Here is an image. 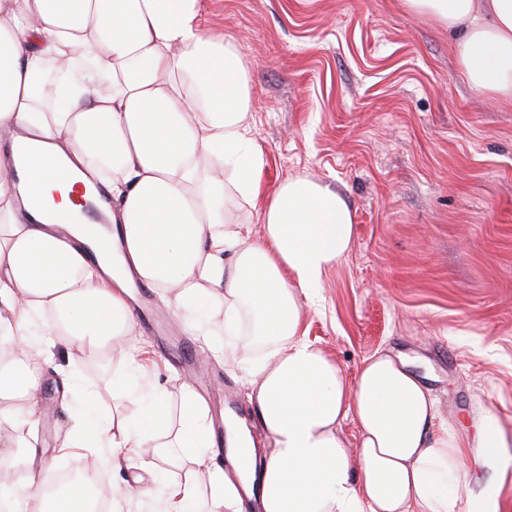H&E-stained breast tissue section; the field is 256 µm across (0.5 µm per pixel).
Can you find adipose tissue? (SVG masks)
I'll use <instances>...</instances> for the list:
<instances>
[{"instance_id": "obj_1", "label": "adipose tissue", "mask_w": 512, "mask_h": 512, "mask_svg": "<svg viewBox=\"0 0 512 512\" xmlns=\"http://www.w3.org/2000/svg\"><path fill=\"white\" fill-rule=\"evenodd\" d=\"M403 2L454 34L474 87L512 101V0ZM200 12L201 0H0V131H25L32 148L25 183L0 165V467L23 458L29 486L39 483L43 369L59 340L82 359L130 333L132 270L172 294L216 349L246 334L262 355L248 399L270 448L256 458L247 427L228 421L235 474L209 471L211 512L251 489L260 512H497L496 490L476 478L507 445L491 410L476 408L462 437L439 426L436 400L403 359L375 354L350 384L305 341L299 296L349 251L352 212L306 177L264 193L247 68L233 42L202 31ZM79 53L92 68L60 95L48 73ZM76 176L105 185L117 232L52 221L48 197ZM228 196L258 212L259 240L230 222ZM70 384L78 416L63 447H86L90 425L94 456L107 448L113 462L151 470L162 457L204 463L206 411L194 395L160 445L168 416L154 382L113 385L114 406L133 393L144 402L118 419L100 415L79 377ZM349 416L354 448L339 433Z\"/></svg>"}]
</instances>
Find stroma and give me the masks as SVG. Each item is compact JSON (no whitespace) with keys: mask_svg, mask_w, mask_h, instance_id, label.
<instances>
[{"mask_svg":"<svg viewBox=\"0 0 512 512\" xmlns=\"http://www.w3.org/2000/svg\"><path fill=\"white\" fill-rule=\"evenodd\" d=\"M201 24L234 41L248 68L267 190L307 176L352 211L348 255L302 302L305 338L350 380L373 354L402 357L455 431H470L478 406L495 412L510 446L480 475L499 485V512H512V104L474 88L447 28L401 0H203ZM190 339L191 383L139 325L101 363L72 361L58 344L40 392L46 470L87 459L59 449L73 418L67 373L108 409L132 358L166 393L170 428L189 388L210 415L235 412L264 454L247 337H226L221 354L209 337ZM101 473L111 485L191 480L207 490L204 467L188 462L166 465L161 478L126 464Z\"/></svg>","mask_w":512,"mask_h":512,"instance_id":"stroma-1","label":"stroma"}]
</instances>
